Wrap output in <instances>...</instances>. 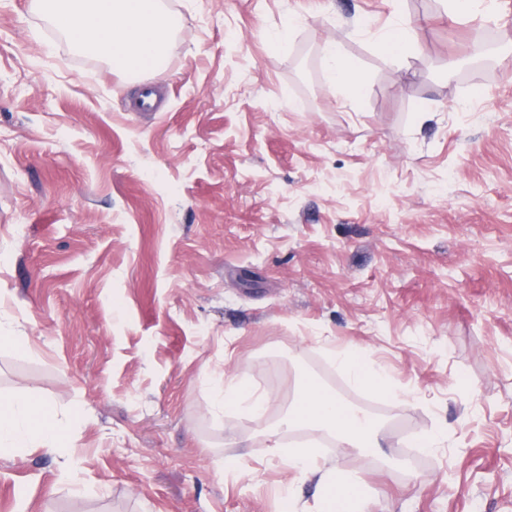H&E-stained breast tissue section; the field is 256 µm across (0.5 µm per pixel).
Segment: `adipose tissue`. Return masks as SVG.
<instances>
[{"instance_id":"1","label":"adipose tissue","mask_w":512,"mask_h":512,"mask_svg":"<svg viewBox=\"0 0 512 512\" xmlns=\"http://www.w3.org/2000/svg\"><path fill=\"white\" fill-rule=\"evenodd\" d=\"M56 27L85 51H101L113 67L137 76L134 59L150 60L153 73H161L167 50L170 20L162 12L160 0H36ZM324 57L331 87L359 96L366 90L363 77L333 41L325 42ZM215 406L231 407L243 417L262 423L269 406L266 395L242 382L217 387ZM291 429L308 428L327 432L340 443L365 451L379 447L381 425L367 412L352 406L315 379L304 380L295 404L284 421ZM67 436L56 421L54 407L23 394L0 396V454L26 448L52 450L65 446ZM273 451L293 470L316 475L324 499L318 512H348L358 500L355 478L342 475L335 467L320 462L315 450L283 447L273 443Z\"/></svg>"}]
</instances>
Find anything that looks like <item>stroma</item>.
<instances>
[{
  "label": "stroma",
  "mask_w": 512,
  "mask_h": 512,
  "mask_svg": "<svg viewBox=\"0 0 512 512\" xmlns=\"http://www.w3.org/2000/svg\"><path fill=\"white\" fill-rule=\"evenodd\" d=\"M162 3L164 69L132 78L0 0V394L69 439L0 457V512H315L316 479L213 406L244 376L276 424L303 375L384 425L369 453L279 433L362 512H512V0ZM327 40L363 95L330 90ZM337 360L340 367L349 372L358 382L378 389L388 387L385 373L377 368L365 353L356 350L339 351Z\"/></svg>",
  "instance_id": "35a3bbf8"
}]
</instances>
